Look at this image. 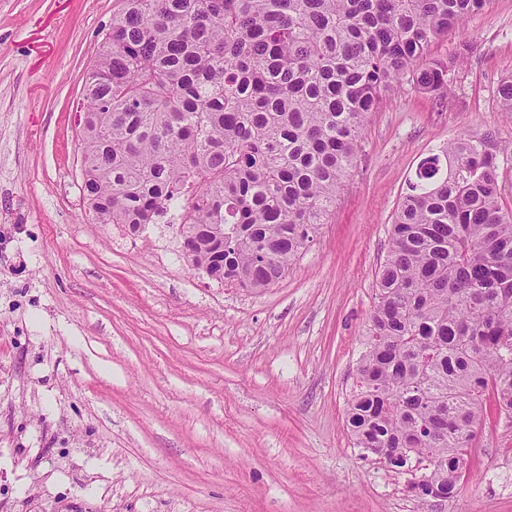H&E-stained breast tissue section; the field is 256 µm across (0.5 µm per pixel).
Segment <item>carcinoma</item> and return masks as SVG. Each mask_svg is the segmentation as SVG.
Wrapping results in <instances>:
<instances>
[{"instance_id": "obj_1", "label": "carcinoma", "mask_w": 512, "mask_h": 512, "mask_svg": "<svg viewBox=\"0 0 512 512\" xmlns=\"http://www.w3.org/2000/svg\"><path fill=\"white\" fill-rule=\"evenodd\" d=\"M76 109L98 224L186 227L189 263L278 283L327 223L364 123L394 83L448 86L432 44L484 0H119ZM501 161L466 136L397 205L345 425L454 498L482 424L512 419V211Z\"/></svg>"}]
</instances>
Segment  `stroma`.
<instances>
[{"mask_svg": "<svg viewBox=\"0 0 512 512\" xmlns=\"http://www.w3.org/2000/svg\"><path fill=\"white\" fill-rule=\"evenodd\" d=\"M117 8L0 0V512H512L511 420L441 505L344 424L418 163L493 134L512 209V0L433 46L447 96L405 83L369 115L327 224L260 292L193 269L176 225L94 222L72 110Z\"/></svg>", "mask_w": 512, "mask_h": 512, "instance_id": "35a3bbf8", "label": "stroma"}]
</instances>
